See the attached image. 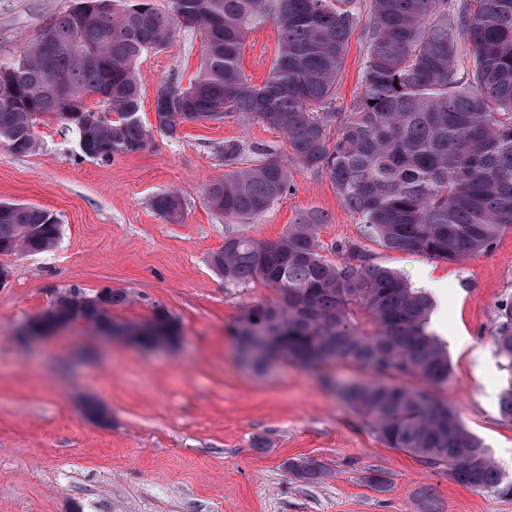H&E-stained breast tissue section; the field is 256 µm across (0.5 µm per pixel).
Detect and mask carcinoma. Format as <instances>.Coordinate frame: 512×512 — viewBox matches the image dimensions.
<instances>
[{"label": "carcinoma", "mask_w": 512, "mask_h": 512, "mask_svg": "<svg viewBox=\"0 0 512 512\" xmlns=\"http://www.w3.org/2000/svg\"><path fill=\"white\" fill-rule=\"evenodd\" d=\"M268 22L278 51L256 86L243 51L249 32ZM360 23L368 34L361 88L336 112L348 35ZM179 24L200 31V63L187 86L159 87L146 124L137 64ZM4 91L0 143L16 154L36 150L35 128L47 116L75 132L84 157L101 161L141 150L156 132L176 140L188 124L232 113L266 122L286 139L288 158L257 144L256 159L241 167L242 147L226 140L229 170L202 190L212 211L243 223L288 192L298 167L327 176L363 240L386 250L453 262L492 249L512 229V0H168L165 9L154 0H81L0 67ZM150 205L169 222L182 219L175 190ZM327 223V213L309 208L276 239L229 236L210 254L225 284L259 280L275 293L231 327L237 346L270 339L307 364L343 358L380 375L339 395L387 447L467 488L512 496V480L437 395L450 365L430 330V294L376 262L362 240L336 245L341 262L328 259L318 236ZM58 238L52 212L0 202V254L47 253ZM127 299L107 290L100 307L74 289L27 329L46 335L60 322L83 323L107 336L124 327L177 340L179 324L163 309L142 323L115 322L112 309ZM493 340L505 371L499 412L511 423L512 297L498 304ZM283 467L307 484L324 476L313 458Z\"/></svg>", "instance_id": "carcinoma-1"}]
</instances>
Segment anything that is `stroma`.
<instances>
[{"mask_svg": "<svg viewBox=\"0 0 512 512\" xmlns=\"http://www.w3.org/2000/svg\"><path fill=\"white\" fill-rule=\"evenodd\" d=\"M74 4L0 0V66L16 62ZM200 45L199 31L178 26L165 49L142 56L144 122L153 120L160 86L195 74ZM366 46L357 26L338 76L337 111H347L358 91ZM276 49L272 25L248 34L243 66L253 84L267 78ZM35 133L38 148L28 155L0 143V201L51 211L60 236L49 253L0 254V265L13 270L0 288V512H422L429 495L438 512H512L511 497L468 489L387 447L334 388L370 380L369 370L343 359L313 368L279 358L261 371L240 361L230 327L273 291L258 281L225 287L208 263L225 237L277 238L312 207L330 217L318 231L324 247L360 237L357 216L328 179L299 168L290 192L257 223L204 204L203 185L224 174L225 141L246 151L270 144L288 157L277 130L234 114L186 125L176 140L154 135L109 161L82 157L55 118ZM168 190L183 197L182 223L150 206ZM373 252L433 295L430 328L451 367L439 395L512 476V424L499 415L504 372L491 338L498 303L512 296V232L460 262ZM74 288L89 296L124 289L127 303L112 312L119 322L167 310L180 325L176 343L149 350L74 324L22 348L27 324ZM90 400L104 419L85 414ZM260 439L267 446L258 450ZM291 457L317 459L324 476L298 481L282 467ZM376 471L389 478L387 491L368 483Z\"/></svg>", "mask_w": 512, "mask_h": 512, "instance_id": "1", "label": "stroma"}]
</instances>
